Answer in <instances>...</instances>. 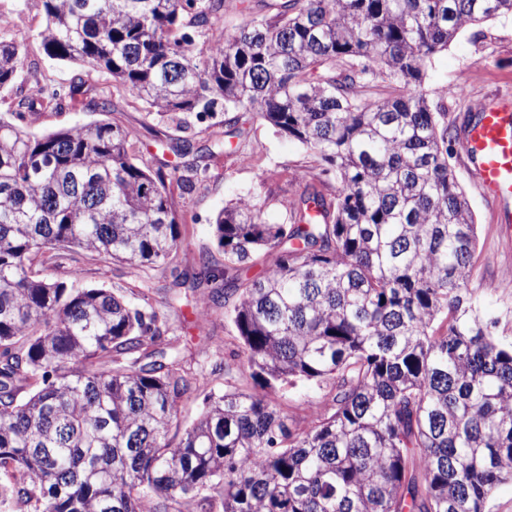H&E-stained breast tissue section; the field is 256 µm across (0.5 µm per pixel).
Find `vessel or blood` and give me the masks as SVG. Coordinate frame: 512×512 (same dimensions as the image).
Listing matches in <instances>:
<instances>
[{"instance_id": "1", "label": "vessel or blood", "mask_w": 512, "mask_h": 512, "mask_svg": "<svg viewBox=\"0 0 512 512\" xmlns=\"http://www.w3.org/2000/svg\"><path fill=\"white\" fill-rule=\"evenodd\" d=\"M461 132L469 167L484 195L498 203L497 220L512 230V99L473 102Z\"/></svg>"}]
</instances>
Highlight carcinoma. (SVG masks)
Returning <instances> with one entry per match:
<instances>
[{
    "label": "carcinoma",
    "instance_id": "obj_1",
    "mask_svg": "<svg viewBox=\"0 0 512 512\" xmlns=\"http://www.w3.org/2000/svg\"><path fill=\"white\" fill-rule=\"evenodd\" d=\"M45 55L102 72L147 114L190 129L251 115L320 160L269 224L251 197L214 218L224 267L171 270L224 298L239 353L224 393L195 391L169 320L120 289L56 279L78 247L130 269L170 265L181 240L170 185L107 121L42 135L0 117V508L4 512H489L512 482V344L470 289L477 245L448 162V90L433 57L512 0H260L227 35L228 0H38ZM0 26V94L18 119L85 101L30 72ZM192 137L177 156L213 158ZM273 263L247 279L260 252ZM260 391L232 382L239 363ZM326 390L292 422L272 395Z\"/></svg>",
    "mask_w": 512,
    "mask_h": 512
}]
</instances>
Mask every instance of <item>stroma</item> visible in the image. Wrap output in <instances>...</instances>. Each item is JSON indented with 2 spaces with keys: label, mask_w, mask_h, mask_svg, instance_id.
<instances>
[{
  "label": "stroma",
  "mask_w": 512,
  "mask_h": 512,
  "mask_svg": "<svg viewBox=\"0 0 512 512\" xmlns=\"http://www.w3.org/2000/svg\"><path fill=\"white\" fill-rule=\"evenodd\" d=\"M0 21L8 23L27 44V62L37 63L42 74L61 86H69L79 73L78 66L49 59L40 44L39 32L45 16L35 0H0ZM87 87L99 98H110L109 112H91L64 107L58 111L26 114V131L42 134L63 127L106 120L127 128L137 154L148 165L158 160L180 166L182 175L195 168V156L177 157L162 150L160 137L175 138V127L146 114L142 104L128 96L112 93V81L99 72L84 74ZM465 81L464 94L448 98L449 163L472 206L478 226V246L473 258L471 283L478 295V306L491 321V332L499 342L512 343V239L505 238L496 222L495 205L484 197L469 174L458 131L467 119L473 100L488 96H512V17L498 18L461 30L457 39L435 55L425 88L435 91ZM316 157L297 141L278 134L263 120L252 119L241 153H224L209 160L207 177L194 191L172 189L174 207L179 217L182 242L172 264L181 271L197 269L202 259L223 264L224 252L218 247L211 219L230 200L252 195L262 207L268 222L283 219L285 207L298 198L307 183L318 174ZM69 266L80 269L86 285L130 288L134 275L125 266L91 256L80 249L68 251ZM153 286L152 305L166 312L179 343L192 345L196 352L195 372L200 386L197 398L186 402L181 424L193 421L202 409V398L224 389V356L236 345V332L224 317L223 302L204 297L189 285L173 286L169 272L147 270Z\"/></svg>",
  "instance_id": "obj_1"
}]
</instances>
